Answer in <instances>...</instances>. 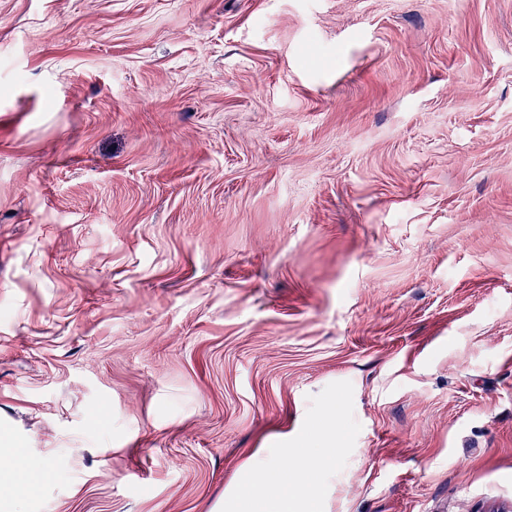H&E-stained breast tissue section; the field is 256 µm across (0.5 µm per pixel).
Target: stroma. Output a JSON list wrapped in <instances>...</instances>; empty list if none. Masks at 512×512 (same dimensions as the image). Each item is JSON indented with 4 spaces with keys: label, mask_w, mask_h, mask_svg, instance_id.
Returning a JSON list of instances; mask_svg holds the SVG:
<instances>
[{
    "label": "stroma",
    "mask_w": 512,
    "mask_h": 512,
    "mask_svg": "<svg viewBox=\"0 0 512 512\" xmlns=\"http://www.w3.org/2000/svg\"><path fill=\"white\" fill-rule=\"evenodd\" d=\"M332 399L317 512H512V0H0L8 512H219Z\"/></svg>",
    "instance_id": "1"
}]
</instances>
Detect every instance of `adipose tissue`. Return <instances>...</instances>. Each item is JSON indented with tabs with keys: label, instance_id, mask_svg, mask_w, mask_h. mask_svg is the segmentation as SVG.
<instances>
[{
	"label": "adipose tissue",
	"instance_id": "1",
	"mask_svg": "<svg viewBox=\"0 0 512 512\" xmlns=\"http://www.w3.org/2000/svg\"><path fill=\"white\" fill-rule=\"evenodd\" d=\"M335 410V405L325 406L321 416L311 423L307 434L300 440L304 451L295 476V495L271 494V487L282 482L277 460L272 456L255 457L248 463L243 489L227 503V512H288L294 502L299 503L304 512H312V476L336 458L335 450L322 447L323 442L329 439V419Z\"/></svg>",
	"mask_w": 512,
	"mask_h": 512
}]
</instances>
